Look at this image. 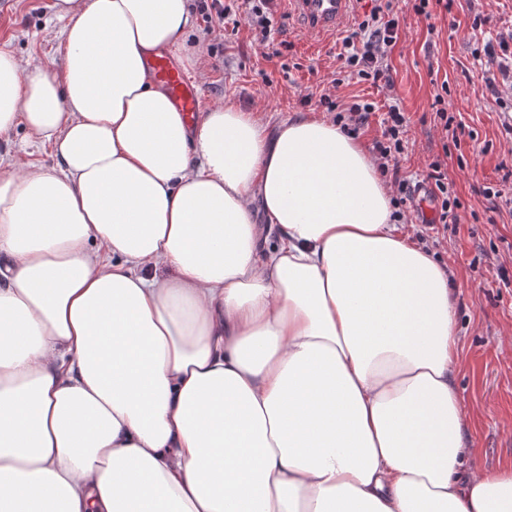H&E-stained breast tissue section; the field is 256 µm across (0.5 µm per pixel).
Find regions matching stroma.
<instances>
[{
  "label": "stroma",
  "mask_w": 512,
  "mask_h": 512,
  "mask_svg": "<svg viewBox=\"0 0 512 512\" xmlns=\"http://www.w3.org/2000/svg\"><path fill=\"white\" fill-rule=\"evenodd\" d=\"M51 0H0V47L42 66L55 60L46 30L58 27ZM484 17L475 25V17ZM276 40L288 41L282 56H268L247 27L206 30L197 22L183 54L185 76L199 92L201 109L230 102L256 112L269 127L283 118L323 112L303 106L302 95L328 86L337 70L336 40L314 41L278 4ZM512 28V0H454L432 20L405 12L401 37L389 64L393 87L384 93L367 84L344 82L339 99L360 95L377 102L393 98L410 119L409 148L399 176L424 183L428 165L445 155L448 179L461 202L458 223L435 225L423 246L454 275L462 366L457 374L467 420L472 462L482 468L512 466V285L499 268L512 272V213L494 212L481 193L500 180L501 165L512 166V135L503 129L504 111L481 89L485 63L474 53ZM448 92V112L461 121L459 144L445 146L431 108L440 90Z\"/></svg>",
  "instance_id": "stroma-1"
}]
</instances>
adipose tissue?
Returning a JSON list of instances; mask_svg holds the SVG:
<instances>
[{"instance_id": "adipose-tissue-1", "label": "adipose tissue", "mask_w": 512, "mask_h": 512, "mask_svg": "<svg viewBox=\"0 0 512 512\" xmlns=\"http://www.w3.org/2000/svg\"><path fill=\"white\" fill-rule=\"evenodd\" d=\"M0 48V512H512L469 463L449 271L361 140L179 112L190 0H53ZM53 0H0V47L30 58L34 65L57 63L55 45L46 39V28L62 25L49 7ZM12 141L14 143V160L18 166L28 161H40L45 164H51L48 149L46 147L43 148L38 142L33 143V140L28 138L27 131L23 126H18L13 131ZM19 146H22L24 150L16 152Z\"/></svg>"}]
</instances>
